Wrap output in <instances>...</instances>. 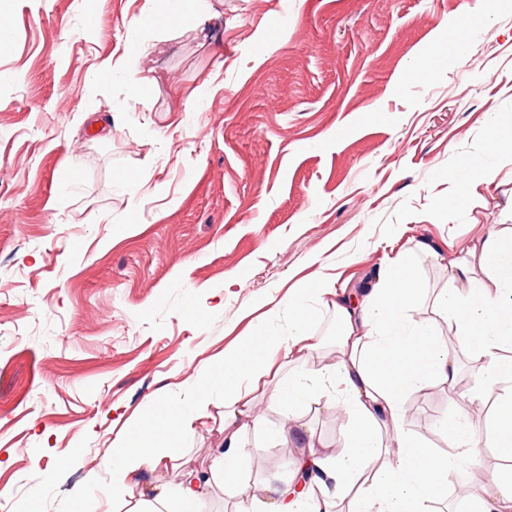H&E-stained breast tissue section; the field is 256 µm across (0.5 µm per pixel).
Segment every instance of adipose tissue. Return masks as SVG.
<instances>
[{"label":"adipose tissue","instance_id":"obj_1","mask_svg":"<svg viewBox=\"0 0 512 512\" xmlns=\"http://www.w3.org/2000/svg\"><path fill=\"white\" fill-rule=\"evenodd\" d=\"M415 249V255L398 254L379 270L360 299L339 296L332 300L341 327L335 362L320 370L290 373L287 381L276 386L272 398L285 417L276 432L281 441L306 435L294 407L327 384L338 389L340 408L354 412L356 421L332 465L313 454L295 460L294 470L310 468L320 473L317 493L298 492L290 486L274 488L263 512H332L336 498L344 495L349 498L347 512H420L422 501L435 500L446 492L451 458L477 455L478 445L467 421L450 430L444 454L433 453L404 431L400 408L407 395L428 380L453 384L457 375L454 352L432 329L413 324L408 317L421 294L414 258L437 253L436 245L426 241L418 242ZM477 265L498 270L512 280V250L491 235L485 238L476 262L448 265L449 282L470 287L457 310L462 328L459 341L485 358L495 383L506 387L496 399L498 432L486 444L512 460V359L500 354L503 346L512 345V292L473 287ZM320 291V281L310 282L290 302L293 329L288 335L272 340L253 337L200 369L187 384L189 409L167 416L151 414L135 434L123 435L115 443L107 465L112 470L109 497L119 504V512H208L206 489L211 482L238 483L240 468L249 458L239 435L246 428L260 427L261 415L237 390L244 380L261 378L267 372L260 350L275 346L284 357L303 360L318 353L320 345L305 325L311 315L308 300ZM219 387L225 394L224 450L213 455L209 470L186 469L178 482L166 481L171 462L164 451L166 442L188 436L195 421L208 417L211 396ZM381 449L389 458L386 468L374 483L356 487L359 474ZM134 484L142 490L133 500L128 491Z\"/></svg>","mask_w":512,"mask_h":512}]
</instances>
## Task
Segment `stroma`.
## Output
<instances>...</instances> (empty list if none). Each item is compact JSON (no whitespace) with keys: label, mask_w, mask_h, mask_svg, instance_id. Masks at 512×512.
Segmentation results:
<instances>
[{"label":"stroma","mask_w":512,"mask_h":512,"mask_svg":"<svg viewBox=\"0 0 512 512\" xmlns=\"http://www.w3.org/2000/svg\"><path fill=\"white\" fill-rule=\"evenodd\" d=\"M213 20L168 18L167 0H0V512H108L103 470L119 431L178 405L210 357L288 330V295L316 272L361 290L411 241L423 288L409 317L446 325L459 381L427 382L404 403L405 430L435 452L472 414L491 435L486 361L459 349L445 267L489 234L512 240V154L486 145L512 127V0H209ZM151 19H143V8ZM465 28L456 64L448 36ZM144 43L130 86L117 62ZM428 71H421L424 60ZM492 168L460 193L450 172ZM261 432L240 444L243 488L288 485L291 463L333 458L354 423L308 401L313 439L284 443L268 396ZM175 441L171 477L224 446V396ZM458 457L457 488L483 496ZM242 488V489H243Z\"/></svg>","instance_id":"obj_1"}]
</instances>
